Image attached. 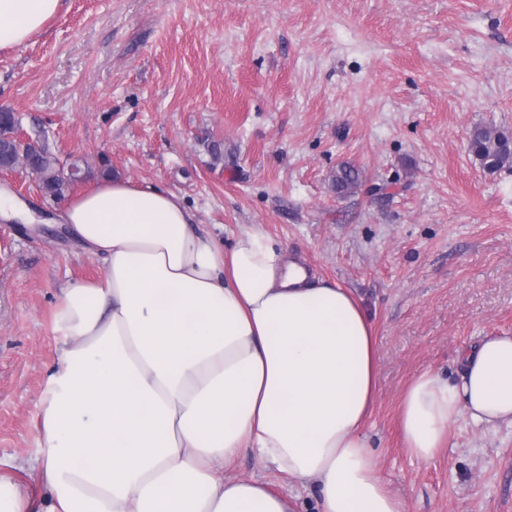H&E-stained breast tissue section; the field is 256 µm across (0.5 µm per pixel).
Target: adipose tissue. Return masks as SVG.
<instances>
[{
  "mask_svg": "<svg viewBox=\"0 0 512 512\" xmlns=\"http://www.w3.org/2000/svg\"><path fill=\"white\" fill-rule=\"evenodd\" d=\"M61 6L0 0V50ZM60 221L104 272L68 283L55 314L38 512H297L263 479L223 476L243 451L312 485L318 512H407L364 430L377 356L349 290L311 278L261 228L220 246L154 185L102 180ZM460 360L458 380L425 370L403 394L417 460L434 461L458 421L512 425V335L490 333Z\"/></svg>",
  "mask_w": 512,
  "mask_h": 512,
  "instance_id": "1",
  "label": "adipose tissue"
}]
</instances>
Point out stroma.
Wrapping results in <instances>:
<instances>
[{"label": "stroma", "instance_id": "35a3bbf8", "mask_svg": "<svg viewBox=\"0 0 512 512\" xmlns=\"http://www.w3.org/2000/svg\"><path fill=\"white\" fill-rule=\"evenodd\" d=\"M0 111L59 158L180 195L230 242L259 226L313 276L341 284L373 327L377 394L365 432L408 512H512V427L450 426L432 463L398 431L424 370L462 373L461 351L512 333V166L485 172L468 132L512 133V0H64L0 52ZM361 185L337 193L339 166ZM41 232L0 221V458L44 491V382L67 282L100 258L54 225L63 200L0 177ZM295 495L249 453L225 468Z\"/></svg>", "mask_w": 512, "mask_h": 512}]
</instances>
